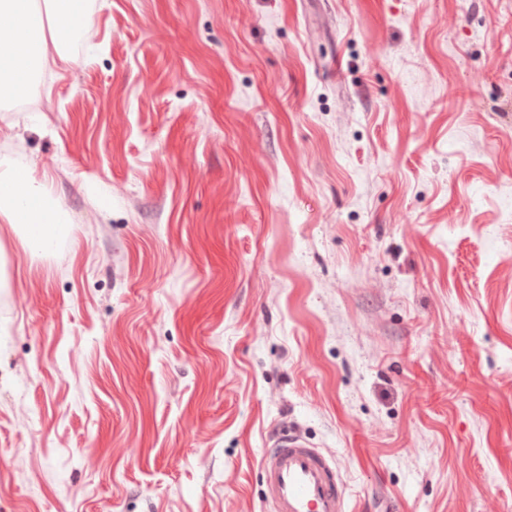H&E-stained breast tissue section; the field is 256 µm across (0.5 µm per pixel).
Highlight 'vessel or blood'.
<instances>
[{
  "instance_id": "obj_1",
  "label": "vessel or blood",
  "mask_w": 512,
  "mask_h": 512,
  "mask_svg": "<svg viewBox=\"0 0 512 512\" xmlns=\"http://www.w3.org/2000/svg\"><path fill=\"white\" fill-rule=\"evenodd\" d=\"M262 470L275 512H343V484L332 459L299 435L279 433Z\"/></svg>"
}]
</instances>
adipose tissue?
Returning a JSON list of instances; mask_svg holds the SVG:
<instances>
[{
  "mask_svg": "<svg viewBox=\"0 0 512 512\" xmlns=\"http://www.w3.org/2000/svg\"><path fill=\"white\" fill-rule=\"evenodd\" d=\"M92 31L87 0H0V104L28 98L37 74L74 64L70 45ZM24 224L46 248L66 222L62 205L28 170L0 160V222Z\"/></svg>",
  "mask_w": 512,
  "mask_h": 512,
  "instance_id": "obj_1",
  "label": "adipose tissue"
}]
</instances>
